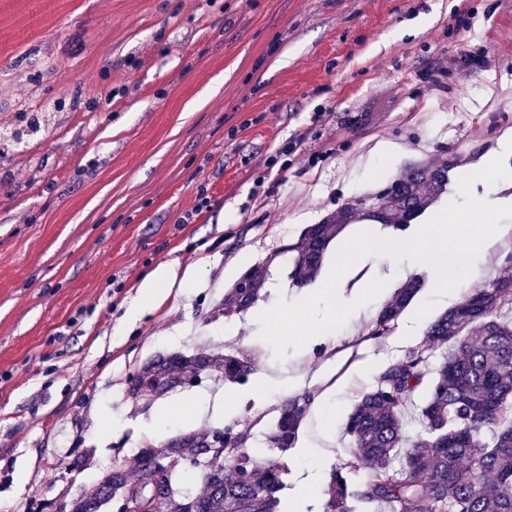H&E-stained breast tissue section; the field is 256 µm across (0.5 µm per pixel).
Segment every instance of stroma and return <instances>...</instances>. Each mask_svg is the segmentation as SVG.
Wrapping results in <instances>:
<instances>
[{
	"label": "stroma",
	"instance_id": "35a3bbf8",
	"mask_svg": "<svg viewBox=\"0 0 512 512\" xmlns=\"http://www.w3.org/2000/svg\"><path fill=\"white\" fill-rule=\"evenodd\" d=\"M63 94L77 120L0 169V512H54L146 443L188 432L153 430L151 417L221 384L204 376L143 403L127 380L157 354L202 349L252 361L223 426L259 464L285 467L286 506L325 512L326 487L303 500L296 489L350 460L351 485L366 481L343 432L358 394L406 352L432 369L442 352L421 332L402 341L397 324L371 335L379 298L309 345L268 339L251 311L224 314V295L249 270L262 302L289 310L303 290L287 245L409 165L458 157L443 199L460 208L479 157L512 176V148L499 147L512 128V0H0V113ZM447 258L461 298L512 275V246ZM172 263L198 266L190 290L134 311L141 280ZM299 365L334 389L335 455L322 465L266 441L281 400L260 381ZM85 454L89 468L69 473Z\"/></svg>",
	"mask_w": 512,
	"mask_h": 512
}]
</instances>
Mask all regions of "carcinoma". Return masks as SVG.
<instances>
[{"label":"carcinoma","instance_id":"1","mask_svg":"<svg viewBox=\"0 0 512 512\" xmlns=\"http://www.w3.org/2000/svg\"><path fill=\"white\" fill-rule=\"evenodd\" d=\"M24 122L13 130L14 142L39 131V112H21ZM456 161L413 166L392 183L391 194L370 207L356 198L334 219L311 225L288 245L292 280L312 281L321 269L330 242L364 220L396 229L423 213L446 190ZM248 287L234 284L225 298L228 309L243 311L260 297L264 281L244 274ZM421 288L411 280L380 309L372 335L382 336L411 304ZM433 347H448L435 369L429 394L417 408L424 434L405 432L406 408L427 374L425 358L411 351L388 366L371 390L362 393L344 426L356 457L368 461L371 477L352 488L347 474L354 463L329 473L327 512H352L353 499L382 504L385 512H512V276H503L465 296L428 326ZM212 371L241 382L252 363L232 355L173 352L157 355L127 382L128 396L151 402L186 386V380ZM306 407L300 398L284 401L268 446L293 447ZM222 429L191 431L147 444L131 467L104 470L94 494L72 501L74 512H102L121 494L135 499L142 512H281L279 492L285 469L261 467L242 448L243 435L219 444ZM177 458L201 485L197 493H179L173 478L155 477L154 463Z\"/></svg>","mask_w":512,"mask_h":512}]
</instances>
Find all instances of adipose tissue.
I'll list each match as a JSON object with an SVG mask.
<instances>
[{
	"instance_id": "ef3b65f1",
	"label": "adipose tissue",
	"mask_w": 512,
	"mask_h": 512,
	"mask_svg": "<svg viewBox=\"0 0 512 512\" xmlns=\"http://www.w3.org/2000/svg\"><path fill=\"white\" fill-rule=\"evenodd\" d=\"M472 183L480 191L473 196L471 209L439 210L432 222L418 225L412 239L411 251L415 267L427 268L430 273L431 292L437 298L447 299L452 291L448 271L443 264L445 248L454 249L459 256H466L471 248L486 251L512 244V223L503 221V214L512 212V180L498 174L490 161L483 160L471 168ZM493 216L494 221L481 226L472 222L474 214ZM400 243L392 235H374L360 241L344 244L341 256L329 275L327 294L331 306L323 321L313 316L316 293H308L297 306L286 312H274L265 305L257 306L256 315L266 325V333L272 337L296 335L306 341L325 339L336 322L338 312L362 302L367 295H385L389 287V275L380 267L371 269V290L355 287L352 282L353 266L364 262L371 255L398 250ZM197 268H187L176 274L174 267L162 266L149 274L139 285L137 308L156 304L168 295L173 286L190 287L197 276ZM331 390L320 391L307 419L309 438L305 447L297 449L300 457L326 460L333 456V427L325 414ZM237 407L235 397L227 395L197 403L183 399L172 406L177 417L193 421L207 420L213 423L226 419Z\"/></svg>"
}]
</instances>
